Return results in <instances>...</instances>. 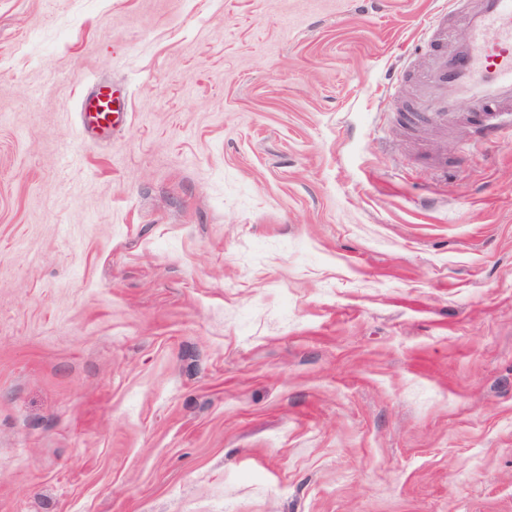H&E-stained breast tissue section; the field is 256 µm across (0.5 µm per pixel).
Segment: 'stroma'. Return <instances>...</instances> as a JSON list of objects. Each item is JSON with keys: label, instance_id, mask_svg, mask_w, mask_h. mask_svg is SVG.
Returning <instances> with one entry per match:
<instances>
[{"label": "stroma", "instance_id": "stroma-1", "mask_svg": "<svg viewBox=\"0 0 512 512\" xmlns=\"http://www.w3.org/2000/svg\"><path fill=\"white\" fill-rule=\"evenodd\" d=\"M443 2L0 0V512H512V135L401 115ZM112 99V91H104L99 87L85 99H82L80 106V115L82 126L88 132V127L101 130H112L113 115L118 113L115 110Z\"/></svg>", "mask_w": 512, "mask_h": 512}]
</instances>
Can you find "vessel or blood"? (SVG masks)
<instances>
[{
	"instance_id": "1",
	"label": "vessel or blood",
	"mask_w": 512,
	"mask_h": 512,
	"mask_svg": "<svg viewBox=\"0 0 512 512\" xmlns=\"http://www.w3.org/2000/svg\"><path fill=\"white\" fill-rule=\"evenodd\" d=\"M461 21L465 36L450 45L445 13L427 28V39L443 48L417 78L415 101L405 119L444 128L465 104L488 131L511 133L512 0H474ZM114 113L112 95L103 89L81 101L83 127L111 130Z\"/></svg>"
}]
</instances>
